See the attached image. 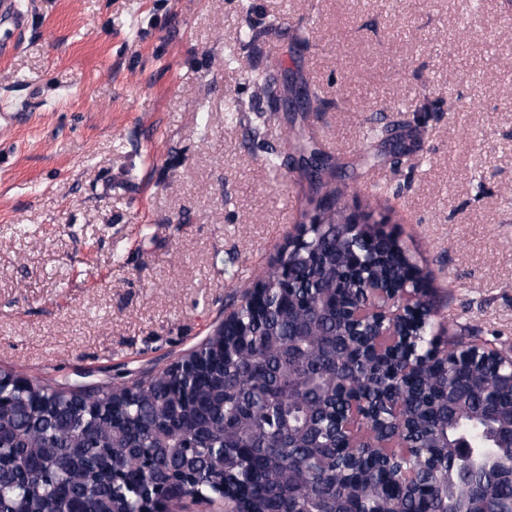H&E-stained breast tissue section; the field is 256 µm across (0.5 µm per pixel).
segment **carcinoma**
Here are the masks:
<instances>
[{
  "instance_id": "obj_1",
  "label": "carcinoma",
  "mask_w": 512,
  "mask_h": 512,
  "mask_svg": "<svg viewBox=\"0 0 512 512\" xmlns=\"http://www.w3.org/2000/svg\"><path fill=\"white\" fill-rule=\"evenodd\" d=\"M325 226L315 227L309 250L286 257L297 300L270 308H244L240 328L223 337L224 350H197L199 371L189 387L161 373L115 393L96 389L67 395L38 383L0 413V512H135L142 495L165 490L173 512L221 496L226 487L249 512H308L336 501L364 500L382 512L394 488L383 468L365 461L360 478H336V449L344 439L336 429L342 411L329 374L335 360L369 355L374 343H389L388 327L374 337L350 338L339 350L336 337L348 330L343 318L371 306L373 292L356 275L361 237L374 232L343 224L336 191L321 198ZM365 276L376 288L397 285L410 276L425 280L396 237L384 234L362 254ZM329 290L330 315L313 321L311 336H293L302 317L312 315L319 294ZM441 345L434 323L418 337V352ZM300 353L318 385L327 389L314 413L288 392V350ZM394 351L376 360L380 376L363 382L359 393L393 406L382 409L367 427L353 419V438L380 446L378 457L393 466L420 471V496L405 497L408 512H440V489L409 449L426 441L436 406L448 389L467 385L476 391L473 406L484 403L509 411L512 395L487 391L494 366L462 363L448 351L425 361L414 377L398 382L391 374ZM304 427L288 439V423ZM304 454L309 484L288 483V442Z\"/></svg>"
}]
</instances>
